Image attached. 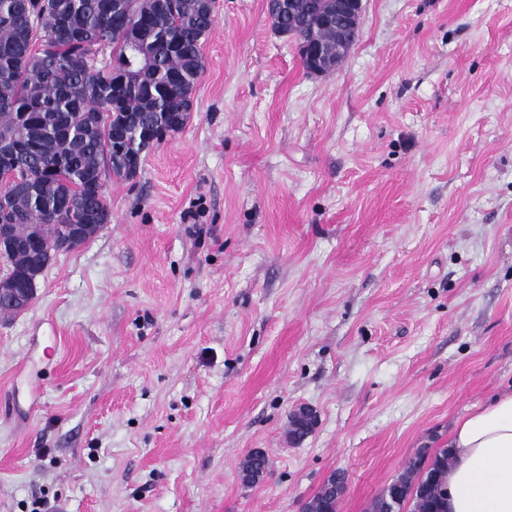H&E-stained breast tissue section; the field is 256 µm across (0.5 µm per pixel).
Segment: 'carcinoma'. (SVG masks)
<instances>
[{
	"label": "carcinoma",
	"mask_w": 512,
	"mask_h": 512,
	"mask_svg": "<svg viewBox=\"0 0 512 512\" xmlns=\"http://www.w3.org/2000/svg\"><path fill=\"white\" fill-rule=\"evenodd\" d=\"M121 0H0V139L15 149L0 177V217L30 248L4 247L9 273L30 265L69 224H107L111 213L99 175L136 178L143 152L179 132L205 61L202 45L216 23L213 0H167L152 16L128 7L127 23L144 26L148 63L126 89L100 50L124 65L123 32L112 28ZM328 0H292L284 24L296 35L314 32L330 54L340 44L334 26L315 15ZM453 457L442 448L421 455L370 505V512H445V479ZM345 477L333 473L316 494L317 512H336Z\"/></svg>",
	"instance_id": "obj_1"
}]
</instances>
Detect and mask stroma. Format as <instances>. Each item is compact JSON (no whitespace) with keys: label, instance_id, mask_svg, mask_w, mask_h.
Instances as JSON below:
<instances>
[{"label":"stroma","instance_id":"obj_1","mask_svg":"<svg viewBox=\"0 0 512 512\" xmlns=\"http://www.w3.org/2000/svg\"><path fill=\"white\" fill-rule=\"evenodd\" d=\"M216 16L182 130L0 315V512H302L335 472L369 512L512 388V0H364L321 76L266 0Z\"/></svg>","mask_w":512,"mask_h":512}]
</instances>
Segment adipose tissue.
<instances>
[{
    "mask_svg": "<svg viewBox=\"0 0 512 512\" xmlns=\"http://www.w3.org/2000/svg\"><path fill=\"white\" fill-rule=\"evenodd\" d=\"M448 512H512V391L456 420Z\"/></svg>",
    "mask_w": 512,
    "mask_h": 512,
    "instance_id": "1",
    "label": "adipose tissue"
}]
</instances>
